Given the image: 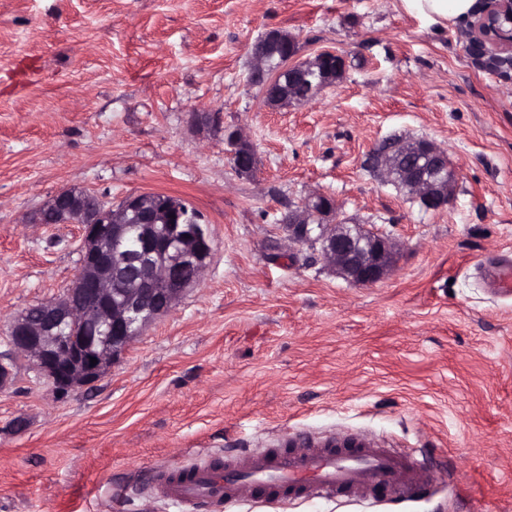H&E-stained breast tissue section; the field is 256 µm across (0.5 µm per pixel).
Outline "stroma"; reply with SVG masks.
I'll list each match as a JSON object with an SVG mask.
<instances>
[{"label": "stroma", "instance_id": "35a3bbf8", "mask_svg": "<svg viewBox=\"0 0 512 512\" xmlns=\"http://www.w3.org/2000/svg\"><path fill=\"white\" fill-rule=\"evenodd\" d=\"M463 25L400 0H0V354L12 319L79 270V225L32 221L56 192L177 197L214 246L200 284L93 386L60 393L16 359L0 512H179L151 491L156 470L350 436L414 452L430 493L258 505L245 491L194 512H512V297L480 278L512 252V72L476 62ZM270 29L297 60L345 55V73L266 107L247 74ZM232 129L253 176L233 166ZM395 137L447 149L449 208L371 168ZM315 191L398 241L382 281L352 285L289 246L279 219ZM228 139L233 147L231 155L236 171L240 175H251L255 169V153L251 142L238 131L231 132Z\"/></svg>", "mask_w": 512, "mask_h": 512}]
</instances>
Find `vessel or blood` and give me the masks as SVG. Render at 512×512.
<instances>
[{
  "label": "vessel or blood",
  "instance_id": "vessel-or-blood-1",
  "mask_svg": "<svg viewBox=\"0 0 512 512\" xmlns=\"http://www.w3.org/2000/svg\"><path fill=\"white\" fill-rule=\"evenodd\" d=\"M488 285L512 292V258L499 256L484 271ZM429 482L413 453L363 439L351 446L325 443L312 448L245 451L220 457L200 454L190 463L156 474L154 489L185 507L224 505L249 487L262 502L315 497L345 502L403 503L422 494Z\"/></svg>",
  "mask_w": 512,
  "mask_h": 512
}]
</instances>
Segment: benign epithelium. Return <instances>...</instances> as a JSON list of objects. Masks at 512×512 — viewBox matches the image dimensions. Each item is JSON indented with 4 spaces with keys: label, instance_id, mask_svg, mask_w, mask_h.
Listing matches in <instances>:
<instances>
[{
    "label": "benign epithelium",
    "instance_id": "benign-epithelium-1",
    "mask_svg": "<svg viewBox=\"0 0 512 512\" xmlns=\"http://www.w3.org/2000/svg\"><path fill=\"white\" fill-rule=\"evenodd\" d=\"M466 48L486 66L512 69V0H478L464 29ZM279 33L268 31L251 48L248 80L259 87L263 103L275 106L267 58ZM346 59L325 50L288 66V96L307 102L335 83ZM236 171L249 176L255 169L251 142L240 132L228 135ZM384 176L400 182L429 210L451 202L454 170L446 149L419 138L387 141L373 152ZM335 201L314 194L288 210L280 222L288 241L320 254L343 280L358 286L382 280L395 262L398 243L362 224L336 218ZM87 216L83 225L80 269L73 287L55 300L30 307L14 319L9 331L11 354L33 361L56 388L65 393L91 386L144 328L170 313L184 294L202 280L213 253L203 224L185 223L183 203L174 198L130 194L117 206L85 190L63 189L40 209L41 224H66ZM190 267L189 280L179 271ZM97 363L90 364V358Z\"/></svg>",
    "mask_w": 512,
    "mask_h": 512
}]
</instances>
